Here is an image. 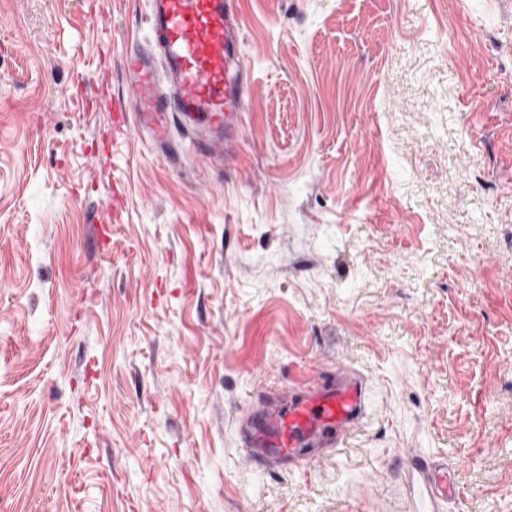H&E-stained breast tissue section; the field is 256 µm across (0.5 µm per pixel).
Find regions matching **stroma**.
Masks as SVG:
<instances>
[{
    "instance_id": "35a3bbf8",
    "label": "stroma",
    "mask_w": 512,
    "mask_h": 512,
    "mask_svg": "<svg viewBox=\"0 0 512 512\" xmlns=\"http://www.w3.org/2000/svg\"><path fill=\"white\" fill-rule=\"evenodd\" d=\"M239 2L208 170L112 130L146 0H0V512H403L416 455L512 512V0ZM339 362L360 430L245 460ZM366 383L348 366L310 376L296 388L268 393L256 410L247 409L240 427L242 452L265 469L288 463L309 469V448H339L366 410Z\"/></svg>"
}]
</instances>
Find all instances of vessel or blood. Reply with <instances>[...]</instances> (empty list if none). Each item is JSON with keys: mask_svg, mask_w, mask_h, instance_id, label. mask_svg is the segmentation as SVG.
Returning <instances> with one entry per match:
<instances>
[{"mask_svg": "<svg viewBox=\"0 0 512 512\" xmlns=\"http://www.w3.org/2000/svg\"><path fill=\"white\" fill-rule=\"evenodd\" d=\"M148 44L132 43L122 57V75L136 114V126L164 156L190 148L205 164L232 160L250 72L243 64L238 0H148ZM188 145L172 137L174 124ZM366 383L337 365L295 388L267 394L246 410L240 427L242 452L252 464H284L308 470L313 449L340 447L366 410ZM418 481L407 512L421 503L439 507L455 499L447 465L418 458Z\"/></svg>", "mask_w": 512, "mask_h": 512, "instance_id": "obj_1", "label": "vessel or blood"}]
</instances>
